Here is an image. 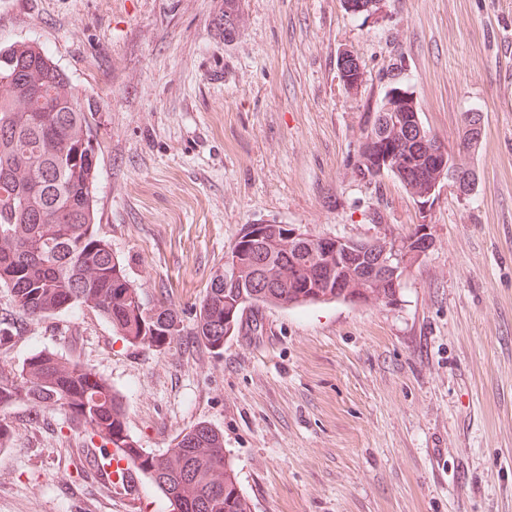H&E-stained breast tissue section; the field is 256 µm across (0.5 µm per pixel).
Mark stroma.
I'll use <instances>...</instances> for the list:
<instances>
[{
    "mask_svg": "<svg viewBox=\"0 0 512 512\" xmlns=\"http://www.w3.org/2000/svg\"><path fill=\"white\" fill-rule=\"evenodd\" d=\"M0 0V47L46 48L95 112L96 228L180 334L133 346L90 310L16 324L0 361L49 349L93 367L127 430L161 453L204 423L251 512H512V0ZM364 72L339 79L340 52ZM395 86L455 146L484 115L475 193L440 186L427 214L392 175L361 178L367 113ZM433 246L388 305L267 307L219 350L193 334L246 224L316 237L407 235ZM0 450V512H168L76 462L68 414L19 402Z\"/></svg>",
    "mask_w": 512,
    "mask_h": 512,
    "instance_id": "35a3bbf8",
    "label": "stroma"
}]
</instances>
